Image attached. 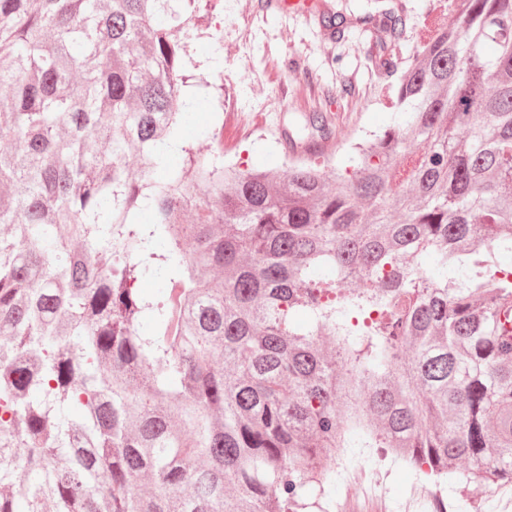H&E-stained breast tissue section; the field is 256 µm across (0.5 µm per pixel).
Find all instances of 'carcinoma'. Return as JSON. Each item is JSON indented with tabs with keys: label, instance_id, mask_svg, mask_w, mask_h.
<instances>
[{
	"label": "carcinoma",
	"instance_id": "obj_1",
	"mask_svg": "<svg viewBox=\"0 0 512 512\" xmlns=\"http://www.w3.org/2000/svg\"><path fill=\"white\" fill-rule=\"evenodd\" d=\"M210 2L0 0V512H304L338 448L511 485L512 0L284 177L182 136Z\"/></svg>",
	"mask_w": 512,
	"mask_h": 512
}]
</instances>
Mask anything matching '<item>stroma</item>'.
I'll use <instances>...</instances> for the list:
<instances>
[{"label": "stroma", "instance_id": "stroma-1", "mask_svg": "<svg viewBox=\"0 0 512 512\" xmlns=\"http://www.w3.org/2000/svg\"><path fill=\"white\" fill-rule=\"evenodd\" d=\"M387 4L405 18L396 45L408 61L448 22V0ZM206 24L208 36L196 41V56L218 58L220 66L198 69L203 83L192 92L199 106L184 137L196 144L202 129L220 126L225 164L285 168L292 153L288 131L303 127L317 110L334 118L325 151L339 158L352 143L390 124L398 77L385 64L386 52L370 48L369 35L357 27L336 32L323 27L318 14H283L271 0H219ZM313 80L320 94L311 93ZM223 89L236 91L233 108L218 102ZM363 466L386 472V512H403L415 472L401 461L379 459L371 448Z\"/></svg>", "mask_w": 512, "mask_h": 512}]
</instances>
